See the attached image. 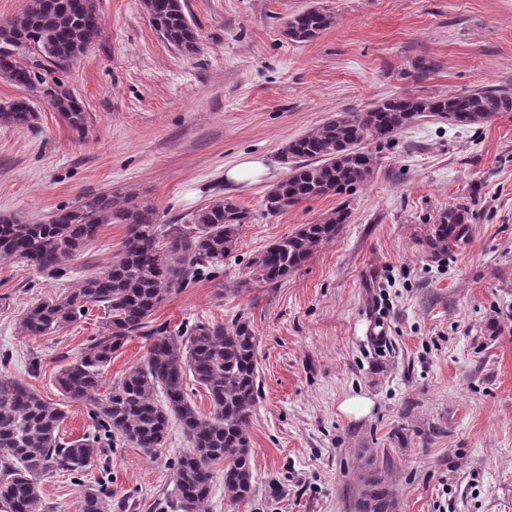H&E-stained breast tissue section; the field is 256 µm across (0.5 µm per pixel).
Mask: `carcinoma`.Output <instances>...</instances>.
Masks as SVG:
<instances>
[{
  "label": "carcinoma",
  "mask_w": 512,
  "mask_h": 512,
  "mask_svg": "<svg viewBox=\"0 0 512 512\" xmlns=\"http://www.w3.org/2000/svg\"><path fill=\"white\" fill-rule=\"evenodd\" d=\"M156 33L183 55L199 51L196 28L184 0H142ZM334 23L324 9L310 7L289 19L284 33L296 43L314 41ZM102 29L96 0H29L26 9L0 23V76L28 92L25 99L0 103V124L35 126L33 98L51 102L76 130L86 110L61 74L77 61ZM512 112L511 88H478L432 97L407 94L376 102L364 112H338L291 140L281 152L288 178L264 197L270 213L309 199L350 194L365 186L380 147L415 119L439 116L457 126L483 125ZM375 143L374 148L367 147ZM248 212L221 198L198 210L188 224H162L147 200L112 192H89L46 222L23 224L0 216V260L61 278L104 224H123L126 238L108 266L91 271L64 294L32 305L18 331L47 336L76 323L89 304L103 307L98 336L88 340L55 375L60 393L89 407L93 432L66 441L60 428L66 412L30 385L0 370V512H46L39 480L58 470L80 473L94 465L108 470L104 447L123 442L149 457L166 447L170 421L177 420L189 448L172 476L175 512H202L212 466L224 464V490L234 502L252 493L249 425L257 402L258 337L247 317L229 325L198 322L171 330L149 327V317L175 291L196 284L209 265L236 248ZM347 219L339 208L295 234L272 243L253 262L259 279L275 284L332 241ZM467 233L463 207L435 219L427 243L448 250ZM148 344L143 361L129 367L110 391L101 393L112 356L129 338ZM206 390L210 414L201 416L189 399V382ZM104 483L86 485L79 512H110ZM350 512H397L391 483L371 476Z\"/></svg>",
  "instance_id": "carcinoma-1"
}]
</instances>
